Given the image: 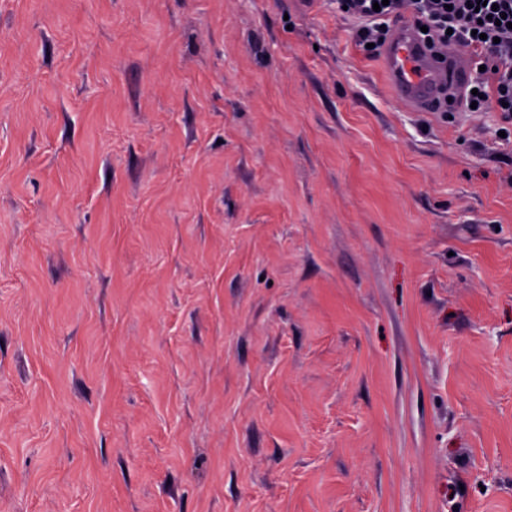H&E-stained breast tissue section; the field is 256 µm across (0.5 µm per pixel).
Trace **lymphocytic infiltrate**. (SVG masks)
<instances>
[{
    "label": "lymphocytic infiltrate",
    "instance_id": "lymphocytic-infiltrate-1",
    "mask_svg": "<svg viewBox=\"0 0 512 512\" xmlns=\"http://www.w3.org/2000/svg\"><path fill=\"white\" fill-rule=\"evenodd\" d=\"M409 6L417 26L429 43L445 45L455 40L473 49L482 67L469 83L477 104L491 101L512 106V0H496L495 6H479L478 0H346L348 12L362 18L361 43L382 47L386 41L381 21Z\"/></svg>",
    "mask_w": 512,
    "mask_h": 512
}]
</instances>
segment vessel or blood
<instances>
[{"instance_id":"b4317fda","label":"vessel or blood","mask_w":512,"mask_h":512,"mask_svg":"<svg viewBox=\"0 0 512 512\" xmlns=\"http://www.w3.org/2000/svg\"><path fill=\"white\" fill-rule=\"evenodd\" d=\"M382 58L396 99L419 112L435 111L440 101L458 98L473 62L468 50L446 55L428 47L407 24L394 28Z\"/></svg>"}]
</instances>
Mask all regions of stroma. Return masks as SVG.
<instances>
[{"label":"stroma","instance_id":"obj_1","mask_svg":"<svg viewBox=\"0 0 512 512\" xmlns=\"http://www.w3.org/2000/svg\"><path fill=\"white\" fill-rule=\"evenodd\" d=\"M361 25L0 0V512H512V119ZM382 58L396 99L419 112H435L440 101L458 98L473 62L466 49L446 55L428 47L408 24L394 28Z\"/></svg>","mask_w":512,"mask_h":512}]
</instances>
